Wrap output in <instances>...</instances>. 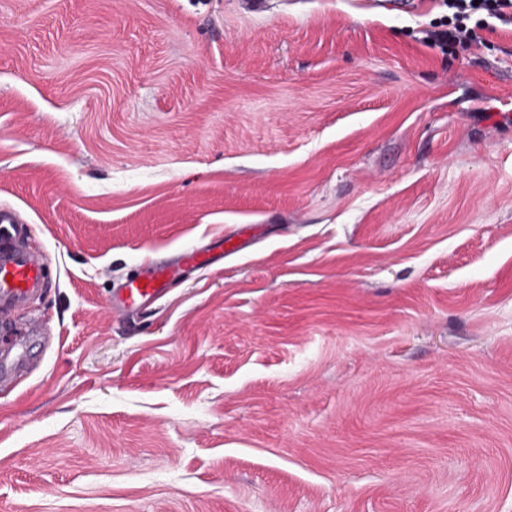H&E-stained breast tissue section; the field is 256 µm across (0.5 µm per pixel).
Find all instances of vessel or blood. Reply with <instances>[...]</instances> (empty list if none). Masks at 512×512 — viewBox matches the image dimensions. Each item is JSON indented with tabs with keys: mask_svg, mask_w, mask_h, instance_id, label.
<instances>
[{
	"mask_svg": "<svg viewBox=\"0 0 512 512\" xmlns=\"http://www.w3.org/2000/svg\"><path fill=\"white\" fill-rule=\"evenodd\" d=\"M22 228L17 210L0 207V314L4 316L23 311L48 284L43 255L18 243ZM223 258V253L209 244L157 261L141 276L127 279L113 289L107 306L119 316L137 313L164 297L169 284L188 269ZM41 333L42 327L36 321L10 326L8 335L0 336V347L23 351L25 344Z\"/></svg>",
	"mask_w": 512,
	"mask_h": 512,
	"instance_id": "1",
	"label": "vessel or blood"
}]
</instances>
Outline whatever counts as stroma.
Returning <instances> with one entry per match:
<instances>
[{"mask_svg":"<svg viewBox=\"0 0 512 512\" xmlns=\"http://www.w3.org/2000/svg\"><path fill=\"white\" fill-rule=\"evenodd\" d=\"M415 2L0 0V512H512V31ZM474 1L443 0V5L451 11L448 23L441 25L445 28L430 31L427 37L442 50L454 52L456 48L467 49L472 44L481 43L480 31H492L496 27L488 19L512 27L511 0H479L478 5H474ZM483 13L485 17H479L472 26L469 25L473 16ZM23 221L17 210L0 207V313L11 316L23 311L46 288L43 255L17 244ZM8 276H12L8 282ZM231 238L223 239L221 245H205L185 250L169 259L157 261L150 268L135 277L127 279L114 288L106 300L112 314L126 316L134 314L158 302L167 293L169 284L181 277L198 263H215L224 260V244ZM220 249L219 253H215ZM145 281V285L140 284ZM42 327L39 322H25L20 325L14 324L9 327V334L0 336V347L4 351L8 348L10 351L15 350L17 360L24 359V345L33 337L40 336Z\"/></svg>","mask_w":512,"mask_h":512,"instance_id":"35a3bbf8","label":"stroma"}]
</instances>
